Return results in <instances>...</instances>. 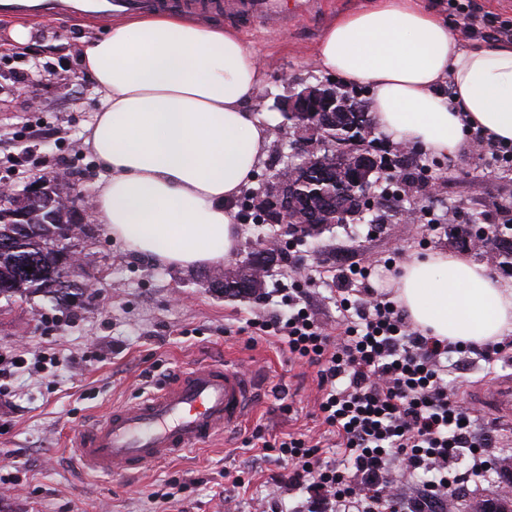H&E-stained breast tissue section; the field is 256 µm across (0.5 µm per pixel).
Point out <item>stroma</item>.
<instances>
[{
	"mask_svg": "<svg viewBox=\"0 0 512 512\" xmlns=\"http://www.w3.org/2000/svg\"><path fill=\"white\" fill-rule=\"evenodd\" d=\"M369 0H324L310 14L275 29L225 18L209 7L202 17L225 21L257 58L268 61L266 80L251 110L274 131L259 175L268 174L285 142L277 104L307 85L335 82L313 68L314 51L336 15ZM23 46L11 39L13 19H0V184L25 191L33 177L52 176V187L72 197L71 221L94 199L100 172L82 142L98 110L94 79L82 70L83 37L101 32L103 19L32 18ZM411 161L426 179L400 184L397 198L382 199L378 224H341L318 238L283 236V253L261 293L227 296L209 286L212 268H179L134 253L102 225L84 223L75 237L53 239L84 262L86 286L78 308H61L40 292L0 297V355L40 360L43 369L14 370L0 381V458L14 481L0 484V512H163L171 498L180 512H301L308 495L288 490L291 466L261 445L290 433L317 435L315 369L290 361L272 337L251 338L250 318L284 311L280 288L306 294L314 321L334 330L336 302L320 272H336L361 259L373 262L375 291L393 277L383 262L392 250L403 259L434 251H458L449 225L425 231L404 223L405 209L431 206L437 214H479L483 224L512 225V163L489 153L437 157L413 150ZM441 183L429 194L427 183ZM81 221V220H80ZM231 359L261 375L250 421L177 460L152 464L133 475L110 477L84 468L71 446L78 430L113 407L131 405L183 369ZM248 472L251 481L232 487L225 472ZM512 485V461L496 482L469 486L448 496L442 512H480Z\"/></svg>",
	"mask_w": 512,
	"mask_h": 512,
	"instance_id": "1",
	"label": "stroma"
}]
</instances>
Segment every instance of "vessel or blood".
Here are the masks:
<instances>
[{"label": "vessel or blood", "instance_id": "obj_1", "mask_svg": "<svg viewBox=\"0 0 512 512\" xmlns=\"http://www.w3.org/2000/svg\"><path fill=\"white\" fill-rule=\"evenodd\" d=\"M163 0H0V17L61 15L119 18L158 8ZM311 0H224L227 13L271 28L305 13ZM253 371L232 362L181 371L131 407H116L78 432L74 449L87 468L104 474L135 472L179 456L215 435L240 427L252 408ZM476 403L512 420V379L482 388Z\"/></svg>", "mask_w": 512, "mask_h": 512}]
</instances>
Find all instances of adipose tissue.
Listing matches in <instances>:
<instances>
[{
  "instance_id": "obj_1",
  "label": "adipose tissue",
  "mask_w": 512,
  "mask_h": 512,
  "mask_svg": "<svg viewBox=\"0 0 512 512\" xmlns=\"http://www.w3.org/2000/svg\"><path fill=\"white\" fill-rule=\"evenodd\" d=\"M79 62L100 110L85 146L101 171L93 218L129 250L183 268L236 254V202L272 134L248 106L264 69L239 34L176 9L114 19ZM318 69L369 86L374 126L394 144L452 156L466 130L512 144V39L467 46L421 0H370L338 15ZM413 326L452 341L512 334V286L448 253L412 258L394 284Z\"/></svg>"
}]
</instances>
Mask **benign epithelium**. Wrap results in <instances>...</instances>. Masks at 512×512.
Masks as SVG:
<instances>
[{"mask_svg":"<svg viewBox=\"0 0 512 512\" xmlns=\"http://www.w3.org/2000/svg\"><path fill=\"white\" fill-rule=\"evenodd\" d=\"M284 113L281 127L288 131V156L281 167L272 169L261 188L249 199L250 207L272 213L274 220L285 224L297 235H314L321 229L322 217H342L346 224L357 214L344 212L338 203L344 198L361 201L375 187L372 179L380 178L389 166L375 154L371 143L372 123L364 106L347 98L336 85L320 83L308 86L279 103ZM48 181L34 178L32 185L19 194L0 191V200L10 199L13 211L9 218L24 219L19 206L31 204L51 210L72 207V200L47 188ZM307 184H324L313 196L319 208L301 210L294 188ZM280 256L279 245L262 242L250 251L239 265L249 268V276L237 288L254 294L263 287L267 275Z\"/></svg>","mask_w":512,"mask_h":512,"instance_id":"7a95c632","label":"benign epithelium"}]
</instances>
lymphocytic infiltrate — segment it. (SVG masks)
I'll use <instances>...</instances> for the list:
<instances>
[{
  "label": "lymphocytic infiltrate",
  "instance_id": "lymphocytic-infiltrate-1",
  "mask_svg": "<svg viewBox=\"0 0 512 512\" xmlns=\"http://www.w3.org/2000/svg\"><path fill=\"white\" fill-rule=\"evenodd\" d=\"M337 336L315 324L304 296L288 310L249 320L289 355L316 367L318 409L329 444L303 433L265 442L291 462V486L306 489L310 512H434L449 492L496 470L493 442L478 431L459 386L445 382L443 357L507 359V343H453L426 335L388 294L352 300L336 291ZM418 477L421 494L404 504L390 493L394 472Z\"/></svg>",
  "mask_w": 512,
  "mask_h": 512
}]
</instances>
